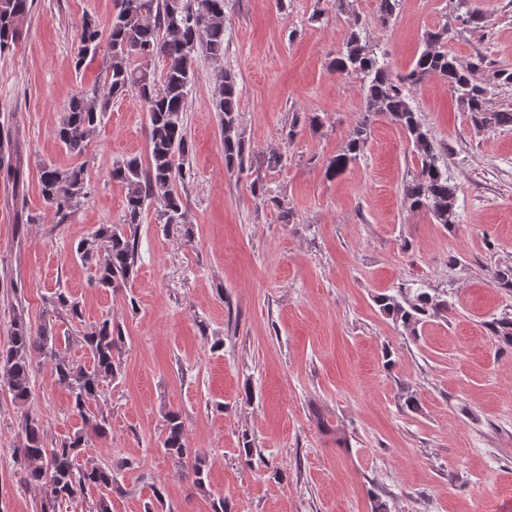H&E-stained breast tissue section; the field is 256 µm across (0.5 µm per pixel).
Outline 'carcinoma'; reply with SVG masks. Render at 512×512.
Segmentation results:
<instances>
[{"mask_svg":"<svg viewBox=\"0 0 512 512\" xmlns=\"http://www.w3.org/2000/svg\"><path fill=\"white\" fill-rule=\"evenodd\" d=\"M399 0H378L376 23L387 26ZM227 0H117L118 12L108 34L95 20L81 27L80 49L75 63L81 68L95 58L108 40L102 86L74 95L61 113L57 137L67 153H85L90 136L109 112L112 99L136 95L148 112L149 158L134 157L112 168V180L125 190V208L116 224H102L75 246L76 255L94 266L99 287L117 290L130 281L139 262L138 231L148 207H156L157 220L167 233L190 237V220L177 183L185 180L192 143L188 137L186 106L196 85L194 60L203 53L215 61L224 58V11ZM31 0H0V57L15 51ZM365 24L357 21L346 42L336 50L332 65L337 73L359 80L364 113L349 132L342 152L327 162L330 177L342 174L360 159L376 116H385L406 133L419 159L418 170L402 186L409 208L428 211L437 224H455L457 184L448 175V148L438 143L421 122L410 89L434 77L448 85L457 105L469 113L473 125L484 131L512 126V110L492 104L495 89L512 85V71L493 69L477 52L465 63L448 51L452 27L448 23L424 35V48L404 75H394L384 54L364 36ZM164 62L156 71L155 61ZM215 111L220 117L224 166L243 170L247 146L239 131L240 92L234 74L221 70L213 89ZM40 193L53 210L57 223H68L89 194L84 165L61 168L43 165ZM380 311L399 324L404 333L416 335L417 327L448 314V291L401 286L377 299ZM48 318L36 328L26 321L24 310L14 313L11 334L0 348V378L12 402L22 409L20 446L16 463L20 483L34 491V512H59L75 495L96 490L89 512H112V491L129 463H80L82 449L92 437L106 434L108 418L97 406L104 384L118 379L124 345L122 324L107 315L91 327L82 326L79 302L62 289L47 299ZM69 325L64 343L74 339L88 353L90 363L71 359L59 348L57 322ZM49 364L55 381L70 395V411L82 426L48 442L40 416L28 411L32 396L33 358ZM163 448L182 471L193 476L194 486L208 492L207 460L188 448L179 412L165 416Z\"/></svg>","mask_w":512,"mask_h":512,"instance_id":"1","label":"carcinoma"}]
</instances>
